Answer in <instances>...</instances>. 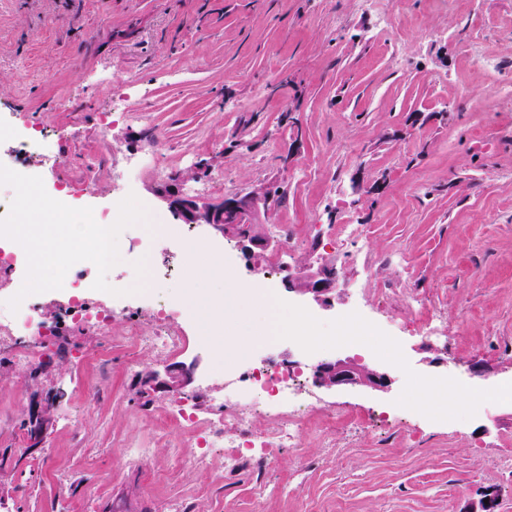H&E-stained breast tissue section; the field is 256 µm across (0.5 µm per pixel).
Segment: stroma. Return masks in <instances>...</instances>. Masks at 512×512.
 Wrapping results in <instances>:
<instances>
[{
    "label": "stroma",
    "instance_id": "stroma-1",
    "mask_svg": "<svg viewBox=\"0 0 512 512\" xmlns=\"http://www.w3.org/2000/svg\"><path fill=\"white\" fill-rule=\"evenodd\" d=\"M378 0H0V164L23 167L14 128L65 130L46 166V190L86 181L99 201L121 198L114 177L145 152L153 129L167 138L166 172L140 174L139 195L158 212L164 181L206 199L281 186L285 200L264 217L272 236L291 224L303 244L282 262L332 264V307L278 287L275 310L237 282L261 270L236 256L231 287L190 283L170 252L121 242L113 271L157 294L192 303L238 304L224 336L239 352L260 348L259 326L302 308L307 335H340V314L397 336L415 377L392 372L388 390L323 391L349 429L304 426L298 447L280 450L261 475L225 477L171 454L161 435L168 394L140 396V377L159 367L112 317V351L88 354L91 329L59 322L65 297H41L55 332L40 375L0 361V512H472L486 494L512 512V403L480 402L512 383V0H401L382 35ZM490 70L469 52L476 25ZM111 111L108 140L97 114ZM210 170L199 173L200 164ZM224 173L225 183L214 184ZM434 313L420 324L419 310ZM470 383L467 401L428 394L434 379ZM109 398L84 410L78 387ZM64 397L42 448L29 450L19 423L48 390ZM153 444L152 457L113 467L123 445ZM264 484L283 486L275 496Z\"/></svg>",
    "mask_w": 512,
    "mask_h": 512
}]
</instances>
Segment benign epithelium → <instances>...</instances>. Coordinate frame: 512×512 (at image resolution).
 Listing matches in <instances>:
<instances>
[{
	"label": "benign epithelium",
	"instance_id": "benign-epithelium-1",
	"mask_svg": "<svg viewBox=\"0 0 512 512\" xmlns=\"http://www.w3.org/2000/svg\"><path fill=\"white\" fill-rule=\"evenodd\" d=\"M181 182L180 178L172 180L158 191V196L184 223L207 224L215 233L235 240L249 262L270 250L272 240L260 232V216L273 209L272 185L260 184L244 195L208 200L183 194ZM284 286L290 292L308 296L325 306L331 305L336 296V283L327 274V269L309 261L288 266ZM314 377L318 386L329 390L345 386L379 390L390 384L385 371L349 357L319 363ZM145 382H152L155 388L173 393L184 390L190 378L183 368L167 366L161 371L148 370ZM62 398L61 391L50 390L30 413L26 425L31 447L38 448L43 443Z\"/></svg>",
	"mask_w": 512,
	"mask_h": 512
}]
</instances>
